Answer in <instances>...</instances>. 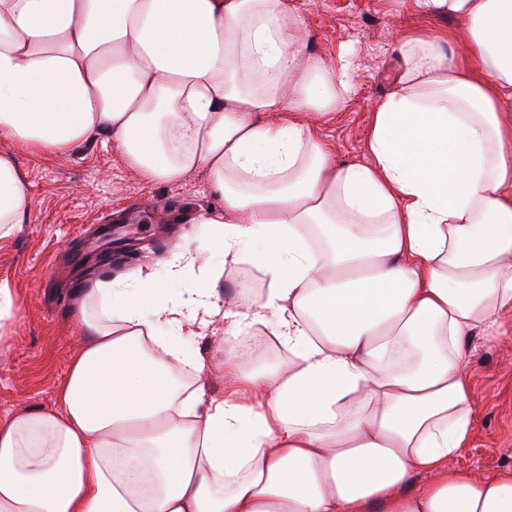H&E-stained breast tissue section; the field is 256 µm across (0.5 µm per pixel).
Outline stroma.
I'll list each match as a JSON object with an SVG mask.
<instances>
[{
  "instance_id": "1",
  "label": "stroma",
  "mask_w": 512,
  "mask_h": 512,
  "mask_svg": "<svg viewBox=\"0 0 512 512\" xmlns=\"http://www.w3.org/2000/svg\"><path fill=\"white\" fill-rule=\"evenodd\" d=\"M309 53H349L352 87L334 118L318 120L319 136L336 162L363 159L378 100L390 89L398 47L410 35L450 31L455 21L430 13L416 0H292ZM33 208L8 242H0V283L17 292L21 309L0 337V418L52 407L81 338L73 294L90 279L116 278L170 257L183 237L199 232L197 215L220 207L199 170L170 184L141 178L115 143L100 137L69 152L35 153L8 139ZM105 224H129L131 240L119 260L100 264L96 233ZM467 370L475 426L457 466L484 479L512 470V330L491 344L472 339Z\"/></svg>"
}]
</instances>
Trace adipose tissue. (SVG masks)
Returning <instances> with one entry per match:
<instances>
[{
	"mask_svg": "<svg viewBox=\"0 0 512 512\" xmlns=\"http://www.w3.org/2000/svg\"><path fill=\"white\" fill-rule=\"evenodd\" d=\"M365 159L336 163L351 63L305 50L292 0H0V136L114 138L140 176L197 170V221L263 295L223 299L203 252L76 290L82 341L48 409L0 418V512H512V472L455 468L466 342L512 321V0H418ZM31 198L0 154V241ZM224 334L228 391L179 333ZM290 353L253 369L246 342Z\"/></svg>",
	"mask_w": 512,
	"mask_h": 512,
	"instance_id": "ef3b65f1",
	"label": "adipose tissue"
}]
</instances>
